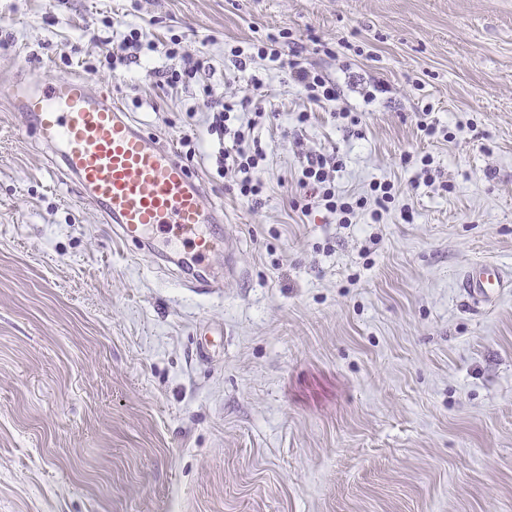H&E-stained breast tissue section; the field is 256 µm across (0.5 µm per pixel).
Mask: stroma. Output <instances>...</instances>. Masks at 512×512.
<instances>
[{
    "instance_id": "obj_1",
    "label": "stroma",
    "mask_w": 512,
    "mask_h": 512,
    "mask_svg": "<svg viewBox=\"0 0 512 512\" xmlns=\"http://www.w3.org/2000/svg\"><path fill=\"white\" fill-rule=\"evenodd\" d=\"M132 28L210 71L172 89L159 54L103 66ZM283 28L339 98L233 65ZM64 74L191 139L234 276L216 257L214 289L185 288L22 133L10 84ZM209 83L265 112L261 206L216 170ZM313 150L342 156L337 194L388 181L394 202L296 210ZM483 263L512 274V0H0V512H512V287L468 298Z\"/></svg>"
}]
</instances>
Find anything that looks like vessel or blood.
Segmentation results:
<instances>
[{"mask_svg": "<svg viewBox=\"0 0 512 512\" xmlns=\"http://www.w3.org/2000/svg\"><path fill=\"white\" fill-rule=\"evenodd\" d=\"M13 97L23 129L39 137L123 240L140 244L156 229L191 242L203 259L223 248V210L208 202L205 183L174 148L137 127L109 90L63 75L17 87ZM511 283L501 267L481 264L464 273L461 286L476 299Z\"/></svg>", "mask_w": 512, "mask_h": 512, "instance_id": "1", "label": "vessel or blood"}]
</instances>
